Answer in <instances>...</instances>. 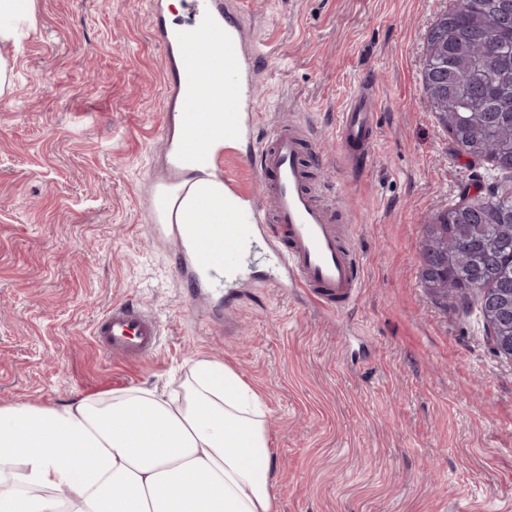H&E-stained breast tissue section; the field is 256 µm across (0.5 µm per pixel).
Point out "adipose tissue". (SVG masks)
I'll use <instances>...</instances> for the list:
<instances>
[{"label": "adipose tissue", "mask_w": 512, "mask_h": 512, "mask_svg": "<svg viewBox=\"0 0 512 512\" xmlns=\"http://www.w3.org/2000/svg\"><path fill=\"white\" fill-rule=\"evenodd\" d=\"M36 14V0H0V47H19ZM223 214V182L195 180L182 220ZM181 388L0 405V512H279L264 396L210 356Z\"/></svg>", "instance_id": "1"}]
</instances>
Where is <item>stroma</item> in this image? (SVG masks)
I'll return each instance as SVG.
<instances>
[{"label": "stroma", "instance_id": "obj_1", "mask_svg": "<svg viewBox=\"0 0 512 512\" xmlns=\"http://www.w3.org/2000/svg\"><path fill=\"white\" fill-rule=\"evenodd\" d=\"M147 2L38 0L16 54L0 101V405L160 387L205 353L265 397L279 512H512V360L419 275L424 225L478 186L512 189L423 93L426 39L451 0H243L268 62L260 128L310 130L311 175L351 225L364 284L338 314L268 287L259 247L250 300L193 296L176 244L153 236L168 80ZM366 77L376 141L354 172L336 124ZM127 297L162 328L139 363L92 336Z\"/></svg>", "mask_w": 512, "mask_h": 512}]
</instances>
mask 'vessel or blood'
I'll return each instance as SVG.
<instances>
[{"instance_id":"vessel-or-blood-1","label":"vessel or blood","mask_w":512,"mask_h":512,"mask_svg":"<svg viewBox=\"0 0 512 512\" xmlns=\"http://www.w3.org/2000/svg\"><path fill=\"white\" fill-rule=\"evenodd\" d=\"M189 22L181 31L164 18L154 21V36L167 59L169 91L189 86L183 102L180 174L155 181L151 197L156 230L172 231L185 247L181 275L198 282L200 273L223 274L236 284L256 239L270 248L265 281L274 288H296L312 302L335 312L348 306L361 286L360 263L347 248L348 228L325 191L312 183L300 155L309 138L296 124L256 133L259 115L254 90L263 55L247 39L226 0H185ZM223 90L224 143L215 145L213 96ZM373 96L357 97L342 114L338 138L353 170L368 164L375 142ZM257 159L259 191H251L227 171L233 158ZM224 183L226 208L220 224H185L182 199L195 177ZM93 336L104 355L144 360L156 354L161 328L152 313L130 300L112 304L97 320Z\"/></svg>"}]
</instances>
